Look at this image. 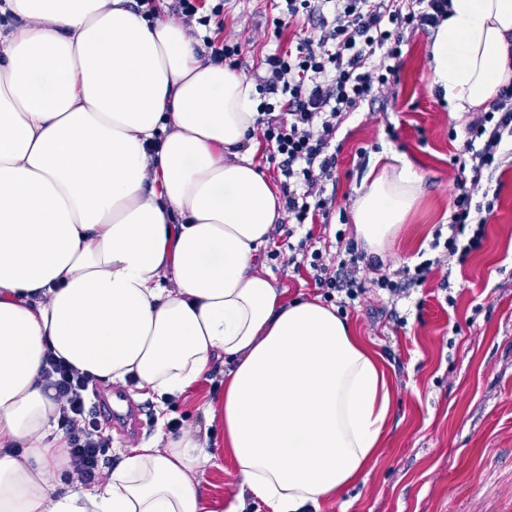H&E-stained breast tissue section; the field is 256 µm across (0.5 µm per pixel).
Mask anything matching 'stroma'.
Returning <instances> with one entry per match:
<instances>
[{
  "mask_svg": "<svg viewBox=\"0 0 512 512\" xmlns=\"http://www.w3.org/2000/svg\"><path fill=\"white\" fill-rule=\"evenodd\" d=\"M273 4L224 0L222 36L242 43L238 70L255 81L265 74L261 58L277 46L320 35L304 18L274 31L265 23ZM429 43V33H406L398 82L342 123L327 222H281L263 253L266 272L291 295L325 296L308 264L290 262L292 247L322 251L325 261L335 262L336 234L352 233L355 190L383 150L396 151L423 177L420 203L382 255L381 270L362 266L366 290L340 310L383 359L395 393L383 450L362 481L322 503L320 512H512V139L492 174L499 195L482 249L465 264L449 261L445 249L432 243L448 231L456 176L449 164L456 148L451 135L463 133L465 123L429 89ZM426 260L435 266L425 281L398 298L377 288L380 274ZM223 393L219 364L183 396L168 400L167 412L181 426L207 430L217 440L220 433L206 428L201 406ZM136 403L140 434L122 437L111 422L102 424L113 460L157 431L155 402L140 397ZM238 483L229 451L215 449L202 474L208 512H229Z\"/></svg>",
  "mask_w": 512,
  "mask_h": 512,
  "instance_id": "35a3bbf8",
  "label": "stroma"
}]
</instances>
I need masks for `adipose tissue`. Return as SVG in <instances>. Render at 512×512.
I'll return each instance as SVG.
<instances>
[{
    "instance_id": "obj_1",
    "label": "adipose tissue",
    "mask_w": 512,
    "mask_h": 512,
    "mask_svg": "<svg viewBox=\"0 0 512 512\" xmlns=\"http://www.w3.org/2000/svg\"><path fill=\"white\" fill-rule=\"evenodd\" d=\"M129 3L0 0V512H204L214 453L190 428L72 479L49 352L160 404L222 362L202 410L238 468L230 512H319L382 451L387 372L335 306L262 270L284 210L248 144L253 84ZM429 53L453 114L488 107L512 85V0H449ZM421 194L376 155L357 242L381 254Z\"/></svg>"
}]
</instances>
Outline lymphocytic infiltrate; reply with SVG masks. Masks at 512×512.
Here are the masks:
<instances>
[{
  "label": "lymphocytic infiltrate",
  "mask_w": 512,
  "mask_h": 512,
  "mask_svg": "<svg viewBox=\"0 0 512 512\" xmlns=\"http://www.w3.org/2000/svg\"><path fill=\"white\" fill-rule=\"evenodd\" d=\"M288 16L319 17V39L302 38L264 59L258 106L262 135L279 157L285 205L296 224L328 216L332 180L340 147L336 133L347 115L357 111L375 87L396 81L405 31L436 27L448 13V0H284ZM512 136V86L503 88L490 109L465 127V136L450 162L457 171L455 196L444 247L465 263L481 249L487 216L495 208L483 170L495 167L504 135ZM345 256L328 268L320 253L309 266L319 287L356 300L365 290L357 273L366 255L347 240ZM45 374L53 378L63 403L59 424L69 445L70 465L85 484L108 464V443L87 406L86 377L54 357Z\"/></svg>",
  "instance_id": "f902f5d3"
}]
</instances>
